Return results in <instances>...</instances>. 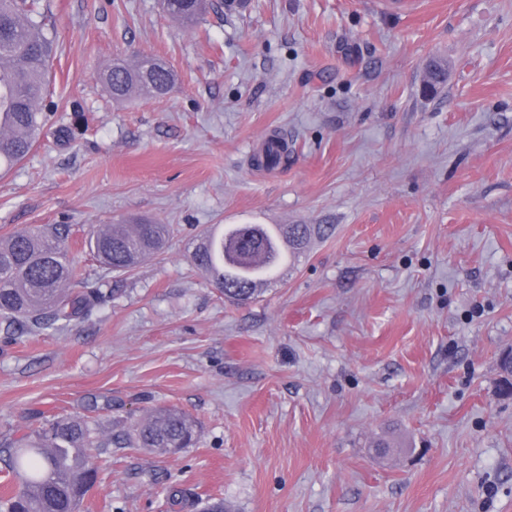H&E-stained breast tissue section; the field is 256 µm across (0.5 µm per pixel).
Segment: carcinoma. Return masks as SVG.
Returning a JSON list of instances; mask_svg holds the SVG:
<instances>
[{"mask_svg":"<svg viewBox=\"0 0 512 512\" xmlns=\"http://www.w3.org/2000/svg\"><path fill=\"white\" fill-rule=\"evenodd\" d=\"M207 0H162L163 11L186 24L198 21ZM55 38L40 0H0V171L20 163L44 135L47 115L41 103L51 79ZM445 76V65L428 61L425 83ZM114 101L134 96L140 84L149 97L165 96L175 81L168 66L148 56L115 58L100 75ZM322 232L314 224H226L221 237L206 236L192 262L222 285L224 299L239 303L258 298L264 276L283 244L304 251ZM174 233L170 224H106L89 234L91 253L110 272L126 273L161 253ZM79 276L66 224L30 227L0 239V324L28 331L64 330L88 318L104 298L100 288L75 290ZM198 423L174 407H155L127 426L105 429L90 418L57 415L13 441L0 445V474L8 482L22 479L0 512H77L92 487L95 461L114 448H142L152 454H175L190 447Z\"/></svg>","mask_w":512,"mask_h":512,"instance_id":"cac0c4a2","label":"carcinoma"}]
</instances>
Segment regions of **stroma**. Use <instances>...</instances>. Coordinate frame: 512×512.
<instances>
[{
    "mask_svg": "<svg viewBox=\"0 0 512 512\" xmlns=\"http://www.w3.org/2000/svg\"><path fill=\"white\" fill-rule=\"evenodd\" d=\"M52 137L0 174V238L69 224L109 293L66 330L0 332V441L53 415L104 426L175 406L195 446L103 457L80 512H512V0H42ZM171 67L161 99L99 74ZM448 79L424 92V67ZM274 175L251 168L271 130ZM170 224L128 273L80 248L117 220ZM216 224H321L247 305L191 262ZM403 452L376 459L373 442ZM207 3V0H163L162 8L168 16L192 25L198 21ZM109 96L114 101H126L135 94L133 89L140 84L151 88L149 98L165 96L175 81V74L168 66L148 56L134 59L115 58L100 75Z\"/></svg>",
    "mask_w": 512,
    "mask_h": 512,
    "instance_id": "35a3bbf8",
    "label": "stroma"
}]
</instances>
